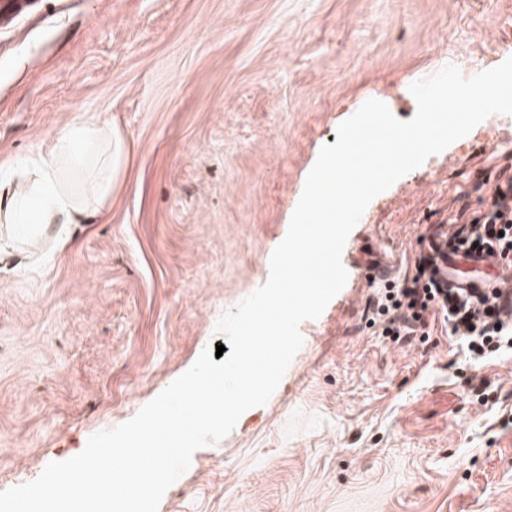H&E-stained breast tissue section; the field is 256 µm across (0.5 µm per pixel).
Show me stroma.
Here are the masks:
<instances>
[{
    "instance_id": "1",
    "label": "stroma",
    "mask_w": 512,
    "mask_h": 512,
    "mask_svg": "<svg viewBox=\"0 0 512 512\" xmlns=\"http://www.w3.org/2000/svg\"><path fill=\"white\" fill-rule=\"evenodd\" d=\"M0 33V166L83 115L111 121L105 217L30 239L0 270V491L131 419L225 343L220 317L269 277L306 177L369 99L512 56V0H34ZM454 142L376 196L345 253L360 274L277 389L199 449L159 512H512V355L472 367L428 321L369 323L370 264L413 278L421 234L480 213L512 166Z\"/></svg>"
}]
</instances>
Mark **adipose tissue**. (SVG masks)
I'll return each instance as SVG.
<instances>
[{
    "mask_svg": "<svg viewBox=\"0 0 512 512\" xmlns=\"http://www.w3.org/2000/svg\"><path fill=\"white\" fill-rule=\"evenodd\" d=\"M110 123L88 116L64 130L38 159L0 167V223L15 237H62L84 223L89 202L105 205L119 172Z\"/></svg>",
    "mask_w": 512,
    "mask_h": 512,
    "instance_id": "1",
    "label": "adipose tissue"
}]
</instances>
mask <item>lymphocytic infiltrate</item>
Segmentation results:
<instances>
[{"label": "lymphocytic infiltrate", "instance_id": "f902f5d3", "mask_svg": "<svg viewBox=\"0 0 512 512\" xmlns=\"http://www.w3.org/2000/svg\"><path fill=\"white\" fill-rule=\"evenodd\" d=\"M455 238L475 244L496 240L504 264L512 267V177L498 185L491 208L455 231ZM412 286L386 284L372 305L384 335H414L427 310L441 314L449 336L461 344L473 364L490 354L512 349V307L499 306L496 294L470 295L462 288L442 287L433 255L421 256Z\"/></svg>", "mask_w": 512, "mask_h": 512}]
</instances>
